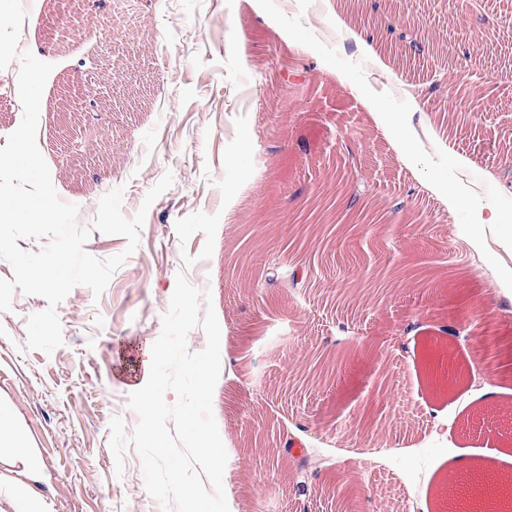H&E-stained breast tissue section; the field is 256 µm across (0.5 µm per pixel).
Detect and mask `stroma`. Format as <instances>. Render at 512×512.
Masks as SVG:
<instances>
[{
  "mask_svg": "<svg viewBox=\"0 0 512 512\" xmlns=\"http://www.w3.org/2000/svg\"><path fill=\"white\" fill-rule=\"evenodd\" d=\"M371 2L82 0L74 16L72 0H42L29 13L19 47L54 66L37 145L59 197L90 230L85 251L104 260L127 245L91 227L105 193L123 188L130 217L164 175L173 182L102 295L79 285L59 304L63 343L52 353L26 347L27 319L45 299L18 292L0 312V407L47 461L33 473L12 459L0 465V512H19L10 493L18 481L51 512H162L134 449L116 475L109 425L138 422L127 399L149 375L181 271L210 290L220 326L213 412L230 512H337L324 489L339 482L353 490L355 512H449L478 494L471 469L512 448V374L496 370L483 344L447 335L476 318L512 336V287L500 279L512 249L492 226L470 248L460 233L467 199L446 198L452 173L466 170L512 213V0H486L478 16L454 0H381L390 23L418 32L419 55L381 49L363 18ZM60 19L83 38H59ZM466 49L481 101L456 127L448 92L424 102L413 86L437 72L453 81ZM91 56L112 112L87 135L89 166L78 172L57 163L51 110L77 61ZM18 69L0 70V147L23 116ZM379 97L404 117L409 140L428 134L451 172L406 161L369 107ZM241 115L254 172L226 204L217 184ZM339 165L373 184L370 201L337 189ZM197 212L221 215L207 260L203 233L183 243L175 231ZM320 251V284L291 287L294 264ZM187 254L196 258L188 268ZM234 258L279 260L281 278L253 287L232 274ZM376 267L390 279L372 296L365 273ZM445 344L461 370L450 389L427 366ZM322 351L340 363L315 385L306 369ZM267 425L307 450L308 468L259 439Z\"/></svg>",
  "mask_w": 512,
  "mask_h": 512,
  "instance_id": "obj_1",
  "label": "stroma"
}]
</instances>
